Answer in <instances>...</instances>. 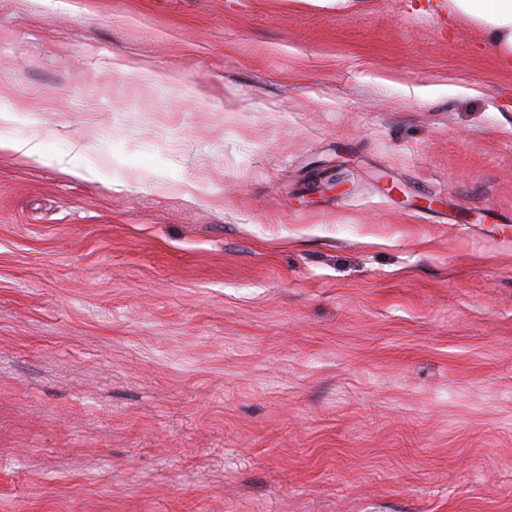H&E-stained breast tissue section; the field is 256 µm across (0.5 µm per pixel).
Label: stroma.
I'll return each mask as SVG.
<instances>
[{
  "label": "stroma",
  "instance_id": "obj_1",
  "mask_svg": "<svg viewBox=\"0 0 512 512\" xmlns=\"http://www.w3.org/2000/svg\"><path fill=\"white\" fill-rule=\"evenodd\" d=\"M1 112L47 160L0 152V512H512V68L474 21L0 0Z\"/></svg>",
  "mask_w": 512,
  "mask_h": 512
}]
</instances>
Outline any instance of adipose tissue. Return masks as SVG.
<instances>
[{
    "mask_svg": "<svg viewBox=\"0 0 512 512\" xmlns=\"http://www.w3.org/2000/svg\"><path fill=\"white\" fill-rule=\"evenodd\" d=\"M449 17L478 22L503 62L512 65V0H446Z\"/></svg>",
    "mask_w": 512,
    "mask_h": 512,
    "instance_id": "ef3b65f1",
    "label": "adipose tissue"
}]
</instances>
